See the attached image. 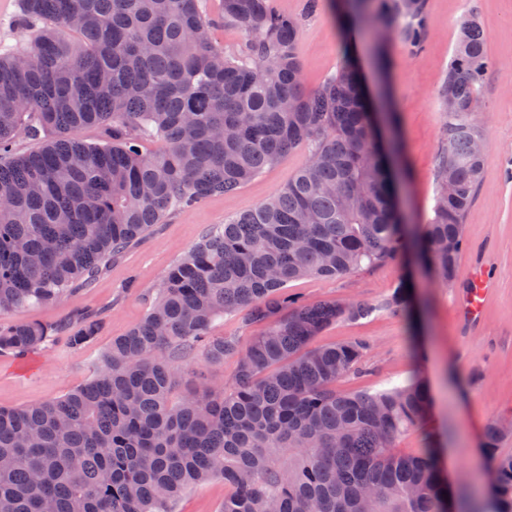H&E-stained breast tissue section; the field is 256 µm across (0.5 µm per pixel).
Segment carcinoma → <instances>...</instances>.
Wrapping results in <instances>:
<instances>
[{
	"label": "carcinoma",
	"mask_w": 512,
	"mask_h": 512,
	"mask_svg": "<svg viewBox=\"0 0 512 512\" xmlns=\"http://www.w3.org/2000/svg\"><path fill=\"white\" fill-rule=\"evenodd\" d=\"M8 23L36 31L30 51L0 44V314L92 287L112 257L174 211L230 193L291 150L310 156L288 185L210 228L162 277L143 319L112 340L93 377L66 395L0 407V512H174L214 477L230 492L220 512H447L448 481L431 454L401 455L399 436L432 403L413 378L345 392L366 341L313 347L339 319L375 306L302 303L288 284L378 266L409 245L434 277L453 281L464 218L483 171L474 120L491 61L476 18L462 22L442 88L446 112L432 216L407 235L400 170L356 54L316 91L302 83L299 22L269 0H221L224 23L247 36L227 54L205 0H19ZM426 32L425 0H350L339 17ZM100 126L104 140L77 133ZM47 139L12 153L18 131ZM162 143L147 154L143 144ZM382 307L405 313L407 286ZM246 311L264 327L247 347L212 337ZM102 328L0 323V353L22 357L66 337L78 350ZM200 350L236 357L231 379L178 399L177 359ZM512 424L488 423L496 512H512V455L496 448Z\"/></svg>",
	"instance_id": "carcinoma-1"
}]
</instances>
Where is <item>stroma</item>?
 I'll return each instance as SVG.
<instances>
[{"mask_svg":"<svg viewBox=\"0 0 512 512\" xmlns=\"http://www.w3.org/2000/svg\"><path fill=\"white\" fill-rule=\"evenodd\" d=\"M343 0H321L317 12L305 0H272L273 10L301 20L298 54L307 90H317L343 61L344 35L337 16ZM428 30L423 47L409 52L398 25L378 21L355 28L353 38L371 99L388 91L394 112L402 224L414 230L432 213L438 189L445 114L441 88L448 75L461 21L477 16L487 35L494 66L485 77L477 120L486 140L482 178L464 220L470 248L485 250L495 286L485 298L478 329L460 328L456 303L465 296L471 268L459 262L453 283L428 275L416 255L405 252L351 275L290 283L288 291L306 303L323 299L365 301L377 307L370 317L341 319L315 339L316 345L354 338L368 342L362 374L343 379L340 390H383L423 377L433 398L430 416L396 442L403 454L449 448L452 459L439 466L452 490L469 500L471 512H489L484 493L491 458L471 453L480 447L489 422L512 418V0H426ZM387 72L375 64L376 54ZM306 146L228 194H215L194 207L171 213L135 247L112 260L93 287L58 302L20 312L23 320L63 325L89 312L103 321L101 332L79 350L63 340L18 359L0 354V406H22L57 399L92 377L114 338L144 316L156 285L167 269L206 231L254 209L282 190L308 159ZM414 284L415 317L383 309L403 277ZM179 392L231 378L234 359L210 363L202 352L179 359ZM466 399H458L457 386ZM227 489L222 479L187 490L175 512H219Z\"/></svg>","mask_w":512,"mask_h":512,"instance_id":"1","label":"stroma"}]
</instances>
